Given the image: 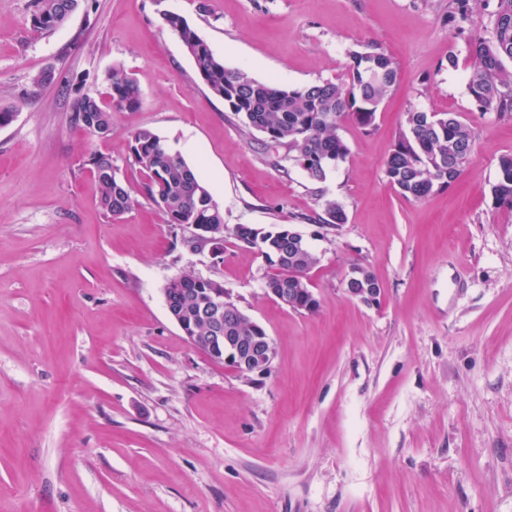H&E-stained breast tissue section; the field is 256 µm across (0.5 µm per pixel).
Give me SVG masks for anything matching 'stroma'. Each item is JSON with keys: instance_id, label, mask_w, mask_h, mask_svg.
Instances as JSON below:
<instances>
[{"instance_id": "1", "label": "stroma", "mask_w": 512, "mask_h": 512, "mask_svg": "<svg viewBox=\"0 0 512 512\" xmlns=\"http://www.w3.org/2000/svg\"><path fill=\"white\" fill-rule=\"evenodd\" d=\"M84 0L34 31L32 0H0V512H512V210L491 187L512 119L471 103L470 35L495 0ZM183 16L230 69L281 87L348 79L377 47L398 75L371 130L326 180L280 171L261 133L198 82L162 20ZM123 65L143 100L99 139L71 126L73 97L35 87L51 68L97 96ZM412 111L456 112L474 134L461 178L400 196L387 157ZM149 128L196 166L224 209L222 261L185 244L147 199L119 220L86 162L121 178ZM340 204V229L318 224ZM287 224L317 258L320 306L266 295L263 258L231 234ZM380 302L348 299L353 263ZM221 282L274 348L244 376L191 349L169 279Z\"/></svg>"}]
</instances>
